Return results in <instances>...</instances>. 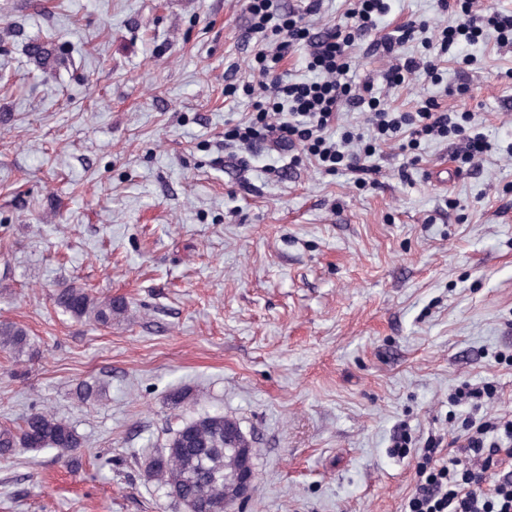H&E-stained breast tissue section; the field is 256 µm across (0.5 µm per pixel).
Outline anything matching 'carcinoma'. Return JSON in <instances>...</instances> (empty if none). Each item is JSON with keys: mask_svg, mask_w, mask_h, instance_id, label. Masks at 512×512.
<instances>
[{"mask_svg": "<svg viewBox=\"0 0 512 512\" xmlns=\"http://www.w3.org/2000/svg\"><path fill=\"white\" fill-rule=\"evenodd\" d=\"M54 303L78 321L112 323L126 306L121 299L98 298L87 289L66 284L55 290ZM27 330L16 323L0 322V350L19 359L30 351ZM240 428L228 416L201 415L182 423L163 451L147 464V473L167 490L184 512H224V502L235 492L247 443L225 434ZM86 446L85 437L55 413L35 409L17 427H0V458L16 448L54 449L60 459H70Z\"/></svg>", "mask_w": 512, "mask_h": 512, "instance_id": "1", "label": "carcinoma"}]
</instances>
